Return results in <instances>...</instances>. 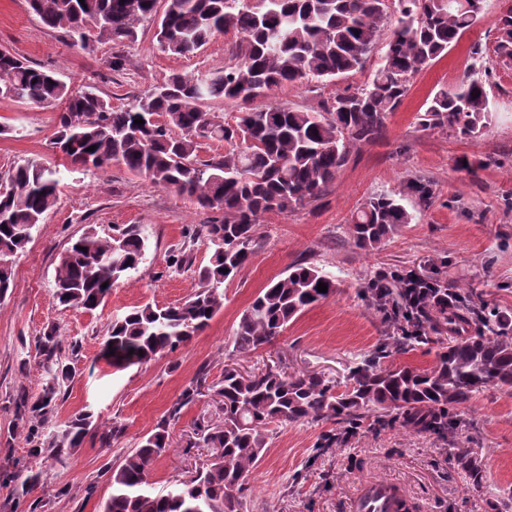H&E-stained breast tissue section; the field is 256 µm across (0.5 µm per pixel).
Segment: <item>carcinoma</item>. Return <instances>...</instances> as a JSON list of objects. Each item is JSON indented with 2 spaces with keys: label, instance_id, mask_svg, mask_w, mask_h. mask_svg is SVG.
I'll return each instance as SVG.
<instances>
[{
  "label": "carcinoma",
  "instance_id": "1",
  "mask_svg": "<svg viewBox=\"0 0 512 512\" xmlns=\"http://www.w3.org/2000/svg\"><path fill=\"white\" fill-rule=\"evenodd\" d=\"M51 29H62L86 46L117 47L137 41L139 25L154 23L161 50L190 56L217 33L233 31L240 41L235 63L224 73H173L126 107L86 87L73 92L55 73L0 50V97L60 108L52 148L84 170L120 165L154 186L173 189L224 220L201 224L189 235L211 250L200 268V289L168 306L146 303L115 317L101 356L115 367L167 356L201 333L224 306V282L235 278L255 253V225L268 212L286 214L322 196L347 163L352 147L380 138L387 120L408 94L415 76L476 26L483 0H29ZM388 31L383 47L381 32ZM379 53L370 78L317 107H255L253 102L287 84L333 80L362 70ZM495 53L512 61V8L500 18ZM470 75L440 88L427 100L420 125L464 138L478 137L489 119L483 75L485 52L469 48ZM222 99L240 107L236 124L211 110ZM160 121L153 123L149 117ZM142 119L138 125L134 120ZM229 145L224 153L199 158L201 139ZM96 146L93 151L90 146ZM61 171L37 159L16 164L0 178V258L14 259L31 241L32 230L57 201ZM436 198L433 180L409 175L395 193L370 197L352 215L347 233L355 246L374 249L414 220L403 201L425 209ZM87 251H81V248ZM145 240L133 227L116 236L91 231L59 258L55 298L65 308L97 309L113 285L138 270ZM446 261L428 267L376 273L364 294L392 328L371 356L349 367L343 386L319 373L289 374L265 364L243 373L224 364L217 383L223 398V426L200 440L217 452L194 472L157 488L155 461L169 450V427L182 410L209 388L195 378L155 426L123 459L105 465L112 493L103 512H248L247 481L265 456L275 430L289 424L334 421L340 431L322 433L316 443L329 450L355 435L365 419L445 434L457 413L479 392L496 387L512 395V316L448 287ZM327 292L317 290L318 283ZM107 287H102V284ZM336 278L317 266L297 263L262 288L243 311L232 355L255 354L272 345L307 308L336 293ZM436 345L432 366L383 365L394 352ZM48 378L33 401L16 398L18 419L34 466L16 487L24 497L36 489L49 462L83 445L101 427L84 410L56 425L62 387L75 370L51 329L36 341ZM58 429L47 434L48 427ZM456 465L473 482L484 473L479 456L465 452Z\"/></svg>",
  "mask_w": 512,
  "mask_h": 512
}]
</instances>
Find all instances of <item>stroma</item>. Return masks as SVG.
I'll return each mask as SVG.
<instances>
[{"label":"stroma","instance_id":"1","mask_svg":"<svg viewBox=\"0 0 512 512\" xmlns=\"http://www.w3.org/2000/svg\"><path fill=\"white\" fill-rule=\"evenodd\" d=\"M511 4L484 0L480 24L416 76L384 135L352 148L347 164L320 199L262 217L254 257L225 284L224 306L203 332L166 358L125 368L113 367L100 356L112 319L134 305H168L192 295L199 287L196 270L208 263L210 251L203 240L189 241L185 231L222 214L117 165L89 172L73 167L49 146L58 108L0 97V124L9 128L0 136V174L30 158L63 173L56 205L16 258L12 286L0 297V472L14 476L33 462L26 428L15 423L8 399L20 390L33 398L41 392L46 374L36 340L47 329L81 346L73 360L75 377L59 397L58 421L88 410L123 427L111 445H102L94 432L81 448L54 461L44 485L32 493L42 502L37 512H99L111 492L102 466L118 463L136 447L200 372H207L212 382L222 378L242 312L294 263L333 273L337 291L290 322L272 346L240 358L241 369L275 362L289 372L302 369L344 380L354 359L373 354L384 336L381 314L363 296L367 276L400 267L418 269L431 258H447L449 285L468 289L474 303H491L512 314V66L497 62L494 53L498 19ZM235 41L234 33L219 34L197 53L176 56L160 50L152 24L145 22L138 41L124 47L125 65L116 71L111 44L83 47L63 31L45 27L27 0H0V50L55 72L73 91L95 86L116 107L174 72H223ZM475 42L483 45L491 70L485 133L460 139L422 129L419 117L429 95L466 78L468 48ZM374 68L370 61L363 70L332 81L285 85L272 91L269 101L314 107L367 81ZM462 157L473 164V174L456 169ZM412 173L435 180L434 204L417 211L412 224L379 247L357 248L347 235L353 213L372 195L399 191ZM129 225L148 243L138 272L119 280L94 311L60 307L53 296L55 271L70 242L90 230L107 237ZM182 248L191 266H169V255ZM222 421L217 393L205 392L184 408L170 428L171 448L153 467L156 485L166 486L206 459L209 451L197 447L198 435ZM326 429L319 422L278 430L245 491L250 512H350L364 477L398 483L415 512H491V502L512 496V396L495 389L476 395L460 412L454 432L444 437L378 426L368 419L348 443L320 455L315 443ZM474 449L480 452L485 475L478 487L454 461L457 454ZM90 484L96 492L89 497L85 488ZM62 487L68 495H59Z\"/></svg>","mask_w":512,"mask_h":512}]
</instances>
